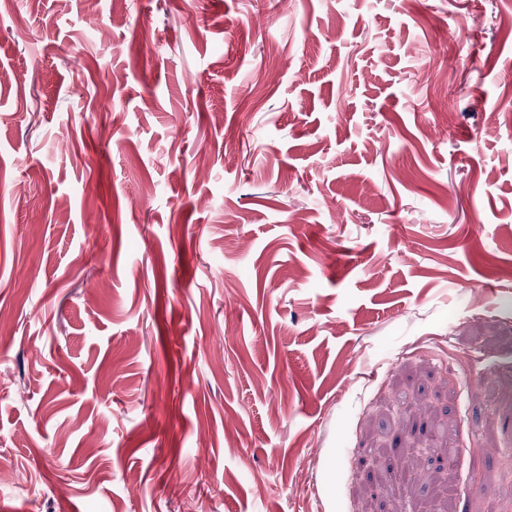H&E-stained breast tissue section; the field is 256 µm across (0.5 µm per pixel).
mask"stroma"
I'll return each mask as SVG.
<instances>
[{
  "mask_svg": "<svg viewBox=\"0 0 512 512\" xmlns=\"http://www.w3.org/2000/svg\"><path fill=\"white\" fill-rule=\"evenodd\" d=\"M0 71V508L512 512V0H0Z\"/></svg>",
  "mask_w": 512,
  "mask_h": 512,
  "instance_id": "35a3bbf8",
  "label": "stroma"
}]
</instances>
